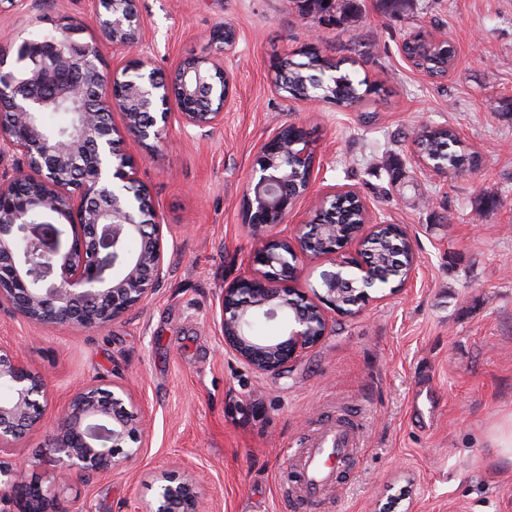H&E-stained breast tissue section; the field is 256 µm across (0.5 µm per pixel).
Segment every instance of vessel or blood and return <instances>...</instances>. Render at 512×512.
<instances>
[{
	"mask_svg": "<svg viewBox=\"0 0 512 512\" xmlns=\"http://www.w3.org/2000/svg\"><path fill=\"white\" fill-rule=\"evenodd\" d=\"M362 446L357 424L344 418L323 425L317 438L298 457L296 482L305 498L319 496L336 482L335 461Z\"/></svg>",
	"mask_w": 512,
	"mask_h": 512,
	"instance_id": "1",
	"label": "vessel or blood"
}]
</instances>
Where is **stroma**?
<instances>
[{"instance_id": "obj_1", "label": "stroma", "mask_w": 512, "mask_h": 512, "mask_svg": "<svg viewBox=\"0 0 512 512\" xmlns=\"http://www.w3.org/2000/svg\"><path fill=\"white\" fill-rule=\"evenodd\" d=\"M145 60L169 73L208 47L220 23L237 32L224 67L235 80L223 127L171 122L163 141L122 148L149 187L167 239L165 282L124 319L94 331L45 329L0 311V344L22 346L48 381V415L82 385L133 382L147 411L143 453L92 480L59 479L44 435L17 443L6 465L35 469L70 512H154L170 475L200 491V512H512V0H356L338 23L295 0H137ZM94 0H25L0 12L18 44L62 18L90 23ZM441 31L456 51L445 77L414 68L409 31ZM316 43L353 60L374 87L341 109L284 99L275 62ZM289 124L317 149L309 195L356 191L373 221L403 225L416 269L397 293L333 315L322 341L284 371L260 374L224 350L219 300L248 268L242 222L249 171L264 140ZM449 126L477 171L437 177L416 161L425 126ZM362 420L364 446L314 499L286 491L294 463L336 415Z\"/></svg>"}]
</instances>
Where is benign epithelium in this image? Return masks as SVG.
<instances>
[{"mask_svg": "<svg viewBox=\"0 0 512 512\" xmlns=\"http://www.w3.org/2000/svg\"><path fill=\"white\" fill-rule=\"evenodd\" d=\"M94 39L85 26L61 19L54 35L17 46V71L6 70L9 48L0 47V159L20 154L22 165L0 177V311L47 328L72 326L101 330L147 301L164 276L165 235L150 192L121 143L163 139L172 116L187 126L212 130L224 125L234 89L224 55L235 39L230 27L209 34L215 52L185 58L166 83L138 58L120 68L103 66L101 48L135 50L142 20L134 0H99ZM179 112H169L170 102ZM79 108L71 129L49 136L33 116L55 105ZM123 117V128L110 122ZM288 181V141L283 130L269 136L249 172L245 205L254 249L250 270L224 288V349L259 373H274L316 346L327 334L328 311L353 314L384 285L402 288L415 270L410 255L406 280L373 269L364 242L386 227L409 239L400 224L364 223L336 238V225L294 224L278 231L300 196L284 195ZM130 240L140 246L128 251ZM331 257L320 273L323 293L311 299L293 286L303 261ZM293 312L288 334L261 342L252 334L260 319ZM0 456L16 452L13 442L42 431L60 456L52 467L63 479L72 473L106 477L135 462L143 447L144 408L122 384L90 383L74 392L57 416L46 417L45 376L10 347L0 346ZM0 512H66L57 495L23 467L4 471ZM199 492L169 478L157 490L155 512H199Z\"/></svg>", "mask_w": 512, "mask_h": 512, "instance_id": "7a95c632", "label": "benign epithelium"}]
</instances>
